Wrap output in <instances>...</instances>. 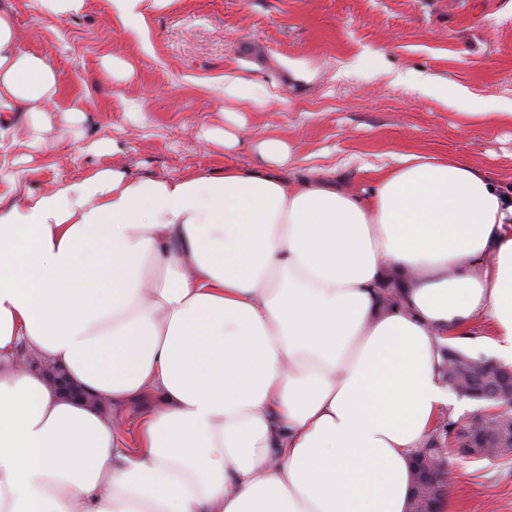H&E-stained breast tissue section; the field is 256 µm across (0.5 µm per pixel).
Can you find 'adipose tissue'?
Instances as JSON below:
<instances>
[{
  "label": "adipose tissue",
  "mask_w": 512,
  "mask_h": 512,
  "mask_svg": "<svg viewBox=\"0 0 512 512\" xmlns=\"http://www.w3.org/2000/svg\"><path fill=\"white\" fill-rule=\"evenodd\" d=\"M61 94L0 0V112L35 147ZM258 150L0 195V512H410L412 454L456 404L446 338L486 322L512 362V189L408 153L357 192Z\"/></svg>",
  "instance_id": "adipose-tissue-1"
}]
</instances>
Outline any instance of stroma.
Listing matches in <instances>:
<instances>
[{
	"instance_id": "1",
	"label": "stroma",
	"mask_w": 512,
	"mask_h": 512,
	"mask_svg": "<svg viewBox=\"0 0 512 512\" xmlns=\"http://www.w3.org/2000/svg\"><path fill=\"white\" fill-rule=\"evenodd\" d=\"M26 49L56 68L54 150L14 145L0 155V192L40 193L121 163L131 174L187 176L229 161L261 166L259 141L290 148L289 173H319L370 188L400 155L459 156L512 185V124L488 127L478 106L512 103V0H172L143 20L121 22L110 0H86L60 19L40 0H10ZM131 67L117 83L102 62ZM251 79L260 100L229 112L214 87ZM457 90L452 103L424 92L417 75ZM82 97L83 120L66 108ZM140 103L127 112L118 97ZM250 129L234 149L203 131ZM111 139L114 150H93ZM450 512H512V453L492 461L449 456Z\"/></svg>"
}]
</instances>
